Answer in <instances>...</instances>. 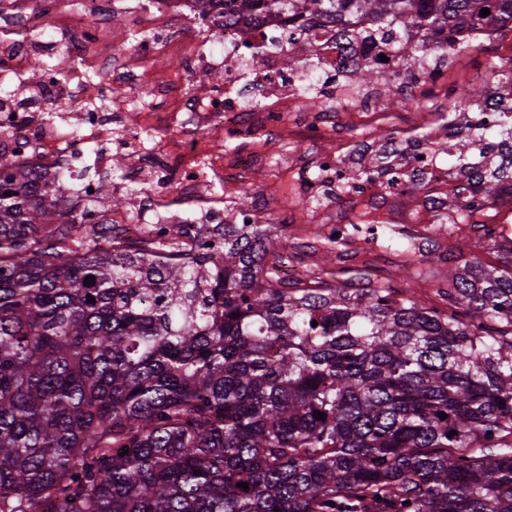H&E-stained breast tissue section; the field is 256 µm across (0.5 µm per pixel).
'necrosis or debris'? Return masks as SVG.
<instances>
[{
  "mask_svg": "<svg viewBox=\"0 0 512 512\" xmlns=\"http://www.w3.org/2000/svg\"><path fill=\"white\" fill-rule=\"evenodd\" d=\"M73 5L74 0H44L39 9L31 10L27 0H10L8 10L0 13L1 87L27 72L40 37L58 31L69 35L64 58L88 59L99 71L121 69L141 79L158 60L169 58L178 64L176 73L165 82L152 84L146 99L114 96L105 112L89 105L83 107L74 125L44 122L42 113L46 104L65 94L68 87L82 84L80 70H71L67 81L39 85L24 98H4L0 101V147L15 152L18 162L31 171L34 179L41 181L50 175L64 182L83 159L89 135H96L102 142L94 161L103 167L111 159L109 142L113 129H120L123 138L130 140L152 128L157 119H164L182 134L178 164L169 165L155 147L136 158L132 168L145 174L147 181L155 186H175L188 199L209 191V206L188 210L185 221L199 225L204 237L215 236L217 224L225 219L224 168L228 165L245 168L252 162L251 154L228 153L224 145L260 137L259 128L242 119L244 113L253 109L249 89L267 93L272 99L274 106L264 119L268 127L287 123L290 106L298 96L295 79L281 66V48H269L259 67L246 62L248 44L279 37L288 29L286 19H274L259 27L242 23L229 33L223 27L199 22L203 36L192 41L181 28L161 22L149 27L147 40L136 43L118 57L102 48L100 33L112 13L141 14V0H85L87 19L83 22L78 21ZM213 68L223 69V84L203 97L186 93L187 76ZM349 197L363 200L365 212L357 214L349 224H319L322 235H336L343 243L357 240L372 250L380 248L392 227L368 221L369 212L385 204L377 186L364 185L350 191ZM102 222L115 227L114 233L99 237L100 244L106 248L116 238L134 241L148 237L167 241L173 235L168 219L144 203L119 216H105Z\"/></svg>",
  "mask_w": 512,
  "mask_h": 512,
  "instance_id": "4bbe7bcc",
  "label": "necrosis or debris"
}]
</instances>
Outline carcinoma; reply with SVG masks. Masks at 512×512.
<instances>
[{"mask_svg":"<svg viewBox=\"0 0 512 512\" xmlns=\"http://www.w3.org/2000/svg\"><path fill=\"white\" fill-rule=\"evenodd\" d=\"M222 2L226 31L288 16L286 72L322 27L357 87L417 110L458 53L512 25V0ZM403 46L402 83L370 52ZM489 68L448 89L435 132L385 129L323 183L429 194L411 165L437 162L457 176L438 224L512 199V55ZM303 78L308 108L333 97L316 67ZM47 79L62 73L37 59L10 94ZM123 203L99 181L67 222L79 199L0 150V512H512V237L486 231L501 265L465 263L441 311L385 284L276 287L270 224L103 249L94 228Z\"/></svg>","mask_w":512,"mask_h":512,"instance_id":"cac0c4a2","label":"carcinoma"}]
</instances>
